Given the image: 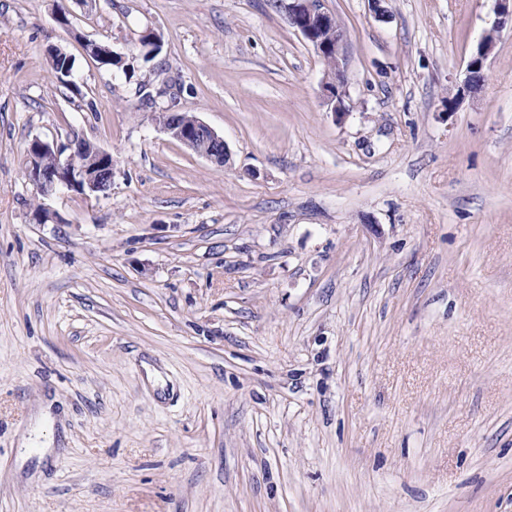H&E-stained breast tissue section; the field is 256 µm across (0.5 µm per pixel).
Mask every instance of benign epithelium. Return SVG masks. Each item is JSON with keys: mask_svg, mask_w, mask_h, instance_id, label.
<instances>
[{"mask_svg": "<svg viewBox=\"0 0 512 512\" xmlns=\"http://www.w3.org/2000/svg\"><path fill=\"white\" fill-rule=\"evenodd\" d=\"M495 20L478 43L477 50L467 64L464 90H477L481 82L478 75L483 73L486 62L496 48L503 31L512 32V0H496ZM292 25L313 46L326 63L324 91L336 121L342 122L349 115L345 106L346 97V51L345 35L336 18L326 9L324 0H286L284 4ZM183 113L172 112L162 123V128L176 141L195 153L205 157L212 164L222 167L229 158L224 138L210 126L192 115L182 120ZM206 148H200V143ZM79 143L72 140L55 144L33 139L28 146L30 159L29 180L43 195H50L60 187H66L85 196H97L107 184L112 183L114 167L112 154L97 150L98 170L87 173L81 160ZM49 153L55 157L52 167L39 164V156Z\"/></svg>", "mask_w": 512, "mask_h": 512, "instance_id": "1", "label": "benign epithelium"}]
</instances>
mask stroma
Masks as SVG:
<instances>
[{"instance_id": "stroma-1", "label": "stroma", "mask_w": 512, "mask_h": 512, "mask_svg": "<svg viewBox=\"0 0 512 512\" xmlns=\"http://www.w3.org/2000/svg\"><path fill=\"white\" fill-rule=\"evenodd\" d=\"M495 5L326 0L339 122L279 0H0V512H512V33L458 92ZM73 130L110 192L39 195ZM170 115L162 123V128L176 141L185 145L195 153L205 157L212 164L221 167L226 164L229 152L224 138L216 133L210 126L199 120L193 113L188 121H182L185 112H166ZM204 142L206 149H200V142Z\"/></svg>"}]
</instances>
